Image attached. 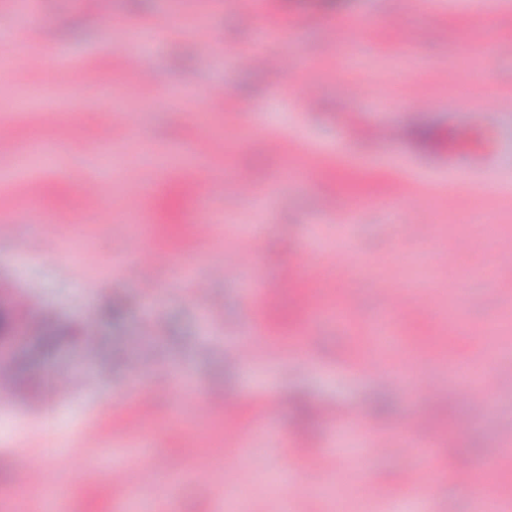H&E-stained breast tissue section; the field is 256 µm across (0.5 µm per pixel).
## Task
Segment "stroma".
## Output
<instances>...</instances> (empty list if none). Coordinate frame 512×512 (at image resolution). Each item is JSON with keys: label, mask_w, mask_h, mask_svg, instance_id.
Segmentation results:
<instances>
[{"label": "stroma", "mask_w": 512, "mask_h": 512, "mask_svg": "<svg viewBox=\"0 0 512 512\" xmlns=\"http://www.w3.org/2000/svg\"><path fill=\"white\" fill-rule=\"evenodd\" d=\"M244 2L111 0L91 13L40 0L49 40L0 10V53L14 62L0 91V312L85 333L57 346L64 389L48 413L0 400V499L12 512L51 490L59 512H481L448 466L453 448L512 512V453L484 454L512 429V264H493L512 239V112L497 107L512 97V0L441 14L413 0ZM163 15L170 34L129 58L124 35ZM262 19L284 27L269 45L283 60L274 75L245 64ZM62 51L77 63L66 73ZM101 146L117 168L93 205L84 184ZM349 207L354 223L330 214ZM250 231L258 258L242 268ZM135 249L169 252L154 287L115 267ZM350 249L353 273L336 265ZM413 254L434 275L397 314L401 345L377 353L370 323ZM218 263L228 271L215 278ZM261 280L278 291L268 308L251 293ZM115 299L124 320H94ZM314 300L350 305L352 332L313 319ZM355 353L391 380L351 367ZM461 367L495 371L483 416L448 400ZM215 386L235 416L210 405ZM298 397L319 411L305 428ZM329 407L383 427L385 452L355 442L377 497L334 463L311 466L340 445ZM414 417L420 447L401 429ZM150 447L177 480L134 499L112 488L99 459L135 462ZM33 454L67 464L65 486L30 485ZM290 455L312 474L302 499L281 490Z\"/></svg>", "instance_id": "35a3bbf8"}]
</instances>
